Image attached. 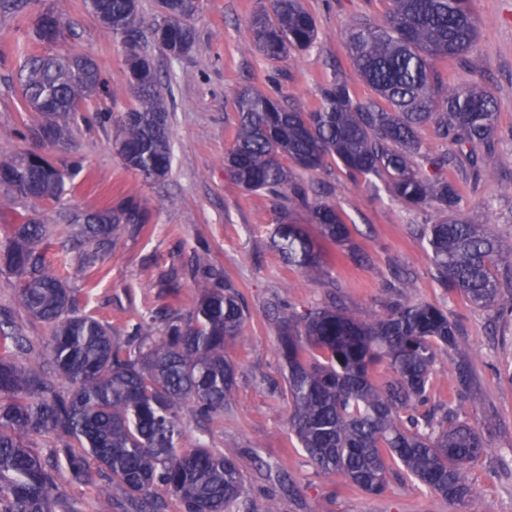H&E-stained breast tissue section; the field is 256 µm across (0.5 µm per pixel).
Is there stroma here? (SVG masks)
I'll use <instances>...</instances> for the list:
<instances>
[{"mask_svg":"<svg viewBox=\"0 0 512 512\" xmlns=\"http://www.w3.org/2000/svg\"><path fill=\"white\" fill-rule=\"evenodd\" d=\"M266 3L199 0L191 21L196 44L175 58L153 33L160 18L158 0H139L138 49L157 72L169 112L171 150L166 177L146 182L125 168L112 145L114 118L136 105L125 88L124 50L85 10L83 0H62L72 31L65 49L94 58L108 88L84 103L85 119L68 143L45 153L55 160L76 156L83 161L82 171L66 185V204L98 208L118 203L119 189H131L149 221L119 225L88 279L68 275L63 261L77 251L66 232L48 243L45 258L73 289L79 313L108 324L121 344L135 323L156 311L188 313L196 297L189 274L195 255L223 269L247 314L245 341L227 348L237 366L236 388L223 419L201 421L188 405L180 409L179 419L184 447L202 444L236 457L254 512H266L272 504L278 512H468L404 474L391 477L386 491L373 496L348 488L342 474L318 473L288 426L286 371L279 354L282 316L302 318L335 294L364 318L390 298L447 310L459 326V346L437 355L431 403L450 409L485 439L486 453L467 467L480 512H512V384L497 377L512 368V321L497 320L492 311L473 307L463 294L434 280L415 227L435 223L438 213L406 207L391 195L385 177L349 176L332 159L317 170L293 167L294 185L306 189L310 201L336 206L364 256L358 262L326 246L333 264L323 276L307 279L284 263L272 236L284 210L317 235L308 210L289 207L283 198L246 192L224 168V154L236 135L233 96L241 87H254L300 110L316 108L322 85L334 76L359 99L375 97L348 56L346 38L358 22H379L384 0H302L319 37L307 51L279 61L252 47L249 21ZM470 7L479 26L476 50L461 61L437 62L436 69L445 82H466L492 93L503 137L480 181L462 167L445 176L457 187L466 215L491 225L507 250L512 248V0H471ZM17 27L16 20L0 15V153L20 148V131L38 121L24 106L16 80L22 60ZM98 112L111 113V121L95 122ZM405 277L412 279V287H400ZM15 288V275L0 271V318L23 325L34 354L45 355L49 330L16 303ZM462 367L469 374L465 392L458 383Z\"/></svg>","mask_w":512,"mask_h":512,"instance_id":"1","label":"stroma"}]
</instances>
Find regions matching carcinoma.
<instances>
[{
	"instance_id": "obj_1",
	"label": "carcinoma",
	"mask_w": 512,
	"mask_h": 512,
	"mask_svg": "<svg viewBox=\"0 0 512 512\" xmlns=\"http://www.w3.org/2000/svg\"><path fill=\"white\" fill-rule=\"evenodd\" d=\"M198 0H160L157 40L173 56L192 50L187 23ZM380 23L362 22L348 34V51L363 81L387 107L354 98L333 79L310 112L252 89L233 99L238 114L234 146L224 165L247 192L283 196L309 206L320 239L284 214L273 244L283 261L305 277L325 273L320 241L351 251L347 224L335 206L309 204L307 191L291 184L288 157L304 169L338 159L351 175L382 174L392 195L415 208L430 207L441 219L421 228L435 277L471 303L512 318V294L502 291L494 267L512 270V250L503 251L491 226L465 216L454 184L415 170L419 130L435 123L451 152L430 161L441 171H483L480 145L490 151L499 135L498 112L488 91L444 83L437 60H462L477 47V20L469 0H384ZM32 0H0V13L32 20L21 40L38 47L66 41L63 11L49 6L30 18ZM125 51L127 86L139 106L119 118L113 146L124 166L143 179L166 176L171 164L167 111L157 92L152 61L137 51L142 25L137 0H84ZM272 13L251 20L255 47L269 59H284L312 47L315 21L300 0H270ZM23 101L40 121L21 132L42 131L59 142L71 135L85 101L106 83L88 55H26L18 69ZM82 159L52 163L31 149L0 155V186L28 199L32 209L9 225L0 246V266L18 277L16 302L50 331L46 343L53 375L38 359L19 363V328L0 323V512H56L51 496L59 473L105 493H124L123 512H251L248 488L236 462L203 446L182 447L178 410L185 403L212 421L224 413L235 389L237 368L227 346L243 338L245 310L224 272L197 256L191 265L196 299L187 316L157 312L132 327L121 346L98 320L76 312L71 289L47 265L41 248L54 225L39 217L42 204L59 203L66 179ZM59 220L84 241L105 246L120 224H143L139 203L129 196L115 207L73 212ZM457 327L442 309L398 299L385 302L374 319L347 311L339 299L309 310L298 322L283 320L281 354L288 367V422L317 470L344 475L349 488L379 495L393 465L450 504L478 512L465 466L486 452L481 433L445 412L410 410L430 401V376L438 352L456 346ZM315 350L322 360L307 359ZM384 363L393 377L376 382L371 368ZM63 381L64 391L57 388ZM53 434L61 447L47 455L31 439Z\"/></svg>"
}]
</instances>
